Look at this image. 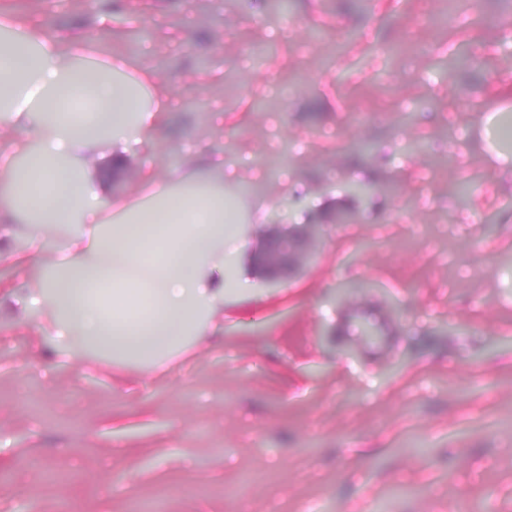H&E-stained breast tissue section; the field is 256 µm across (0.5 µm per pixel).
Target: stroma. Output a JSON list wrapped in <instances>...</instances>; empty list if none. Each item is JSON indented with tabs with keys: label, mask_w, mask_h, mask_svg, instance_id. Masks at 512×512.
I'll list each match as a JSON object with an SVG mask.
<instances>
[{
	"label": "stroma",
	"mask_w": 512,
	"mask_h": 512,
	"mask_svg": "<svg viewBox=\"0 0 512 512\" xmlns=\"http://www.w3.org/2000/svg\"><path fill=\"white\" fill-rule=\"evenodd\" d=\"M138 4L0 0V19L170 88L113 195L145 202L166 184L142 169L189 183L192 153L223 159L209 176L240 219L223 338L149 371L78 345L34 356L42 319L1 318L0 512H512V0H296L276 21L265 0ZM463 41L479 62L441 68ZM311 224L306 263L268 281L265 242ZM31 230L0 264L20 303L58 247L31 255Z\"/></svg>",
	"instance_id": "35a3bbf8"
}]
</instances>
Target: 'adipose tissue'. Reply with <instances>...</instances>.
<instances>
[{"label":"adipose tissue","instance_id":"adipose-tissue-1","mask_svg":"<svg viewBox=\"0 0 512 512\" xmlns=\"http://www.w3.org/2000/svg\"><path fill=\"white\" fill-rule=\"evenodd\" d=\"M125 62L94 56L82 39L67 43L33 28L14 29L0 49V223L25 214L56 233L59 257L27 310L44 315L58 351L81 341L117 362L155 368L208 328L224 322V248L237 239L224 191L208 184L167 202L100 204L125 169L123 148L141 140L168 95ZM33 116L35 146L13 145L7 126ZM107 275L108 287L98 285Z\"/></svg>","mask_w":512,"mask_h":512}]
</instances>
